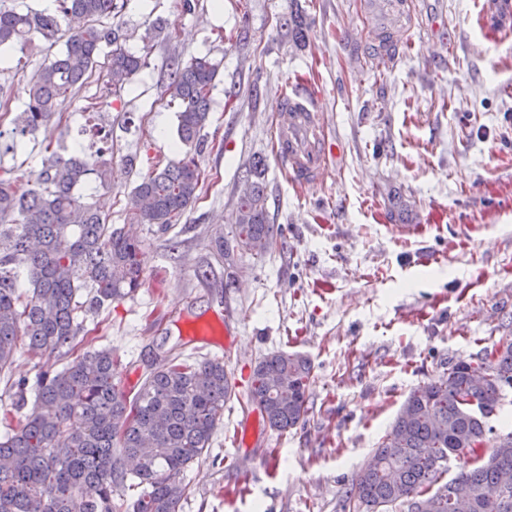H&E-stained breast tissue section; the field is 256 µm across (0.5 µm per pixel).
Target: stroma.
I'll return each mask as SVG.
<instances>
[{
  "label": "stroma",
  "instance_id": "obj_1",
  "mask_svg": "<svg viewBox=\"0 0 512 512\" xmlns=\"http://www.w3.org/2000/svg\"><path fill=\"white\" fill-rule=\"evenodd\" d=\"M195 2L186 14L180 0H127L113 22L145 67L116 96L100 57L50 125L0 152V169L33 181L51 152L99 139L112 179L78 193L126 224L132 189L176 156L171 58L219 60L198 200L168 232L137 225L143 285L84 329L114 351L130 394L157 352L220 359L235 374L276 351L309 357L307 422L282 433L231 398L179 512H343L407 396L512 323V27L483 25V0H408L406 42L374 61L364 0H299L310 22L299 45L283 25L290 0ZM48 54L38 39L0 51V131ZM304 86L339 157L325 182L297 188L274 133L281 93ZM258 159L283 246L229 263L213 239L232 237L238 178ZM207 321L231 335L191 333Z\"/></svg>",
  "mask_w": 512,
  "mask_h": 512
}]
</instances>
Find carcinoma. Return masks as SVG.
<instances>
[{
	"instance_id": "1",
	"label": "carcinoma",
	"mask_w": 512,
	"mask_h": 512,
	"mask_svg": "<svg viewBox=\"0 0 512 512\" xmlns=\"http://www.w3.org/2000/svg\"><path fill=\"white\" fill-rule=\"evenodd\" d=\"M124 6V0H54L51 10L19 12L0 5V47L35 37L64 41L31 78L15 132L48 125L104 53L112 93L125 89L142 59L126 49L121 28L99 24ZM284 25L293 37H304L300 9ZM219 68L207 54L187 63L171 59L168 91L179 103L177 136L187 151L134 187L126 203L129 223L166 232L197 200L201 169L191 148L209 119ZM260 166L252 162L241 176L250 190L238 197L233 241L239 252L261 257L276 249L277 233L258 181ZM109 174L110 161L99 154L54 153L32 184L0 171V220L15 219L0 223V372L12 367L20 338L30 354L56 357L35 381L11 383L14 406L28 412L18 428L0 435V512H179L190 492L184 473L208 453L231 398L218 359L165 356L130 396L115 382L112 349L89 343L75 354L79 314H94L142 284L141 241L76 193L88 176L104 184ZM311 380L307 357L272 353L254 367L248 402L272 428L288 431L307 419ZM508 388L511 331L409 394L373 463L352 479L344 508L388 512L400 503L407 512H512V431L501 434L488 423ZM116 446L132 471L115 457ZM484 448L493 452L486 456ZM453 459L463 461L460 471L437 486ZM127 486L139 489L130 504L118 497Z\"/></svg>"
}]
</instances>
